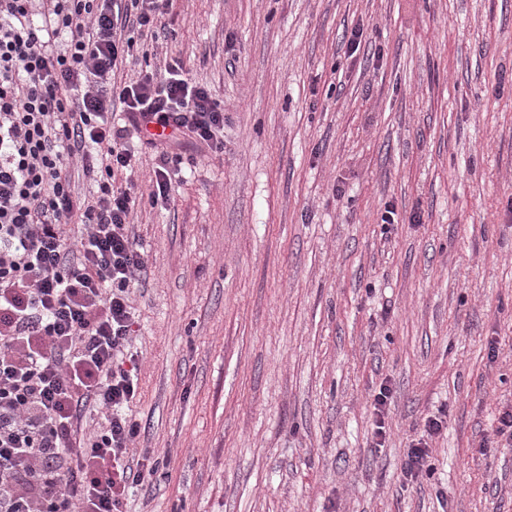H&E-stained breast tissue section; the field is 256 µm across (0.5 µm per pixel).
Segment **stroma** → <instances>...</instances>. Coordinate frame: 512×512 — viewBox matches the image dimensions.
I'll return each mask as SVG.
<instances>
[{
    "label": "stroma",
    "mask_w": 512,
    "mask_h": 512,
    "mask_svg": "<svg viewBox=\"0 0 512 512\" xmlns=\"http://www.w3.org/2000/svg\"><path fill=\"white\" fill-rule=\"evenodd\" d=\"M134 41L124 80L178 61L224 152L132 176L125 512H512V0H170ZM389 397V387L381 386L379 393L374 399V412L376 415L374 437L377 438L376 445L378 447H383V443L386 440L387 430L385 426V407Z\"/></svg>",
    "instance_id": "35a3bbf8"
}]
</instances>
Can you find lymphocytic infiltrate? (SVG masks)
<instances>
[{"mask_svg": "<svg viewBox=\"0 0 512 512\" xmlns=\"http://www.w3.org/2000/svg\"><path fill=\"white\" fill-rule=\"evenodd\" d=\"M168 0H0V512H123L155 470L131 457L137 378L126 369L143 260L140 203L114 188L130 132L168 197L179 146L224 150V107L180 64L116 86ZM81 160L96 196L72 188Z\"/></svg>", "mask_w": 512, "mask_h": 512, "instance_id": "lymphocytic-infiltrate-1", "label": "lymphocytic infiltrate"}]
</instances>
